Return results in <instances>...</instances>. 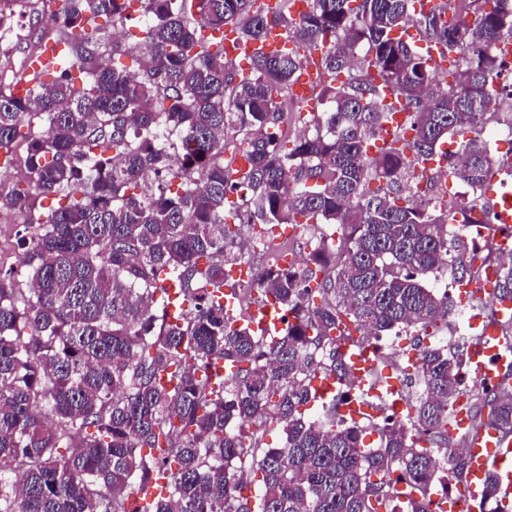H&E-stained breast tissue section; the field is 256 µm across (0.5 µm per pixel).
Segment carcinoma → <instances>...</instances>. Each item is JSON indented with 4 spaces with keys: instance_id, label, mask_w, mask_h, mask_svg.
I'll use <instances>...</instances> for the list:
<instances>
[{
    "instance_id": "obj_1",
    "label": "carcinoma",
    "mask_w": 512,
    "mask_h": 512,
    "mask_svg": "<svg viewBox=\"0 0 512 512\" xmlns=\"http://www.w3.org/2000/svg\"><path fill=\"white\" fill-rule=\"evenodd\" d=\"M137 2L129 45L107 27L124 26L131 0H66L57 27L68 56L35 82L28 68L46 43L28 45L0 89V150L26 143L25 174L0 208L28 216L26 270L0 268V512H434L448 477L468 474L466 457L433 452L450 442L460 353L416 350L412 430L378 416L374 448L346 422L342 398L304 412L315 377L348 375L347 342L448 326V294L424 277L479 278L477 249L446 226L495 223L483 188L503 161L484 129L492 111L512 124V60L497 49L512 38V0H443L426 15L413 0H310L298 20L269 17L259 0ZM412 23L454 81L436 82L431 58L396 36ZM226 26L256 44L280 27L297 49H258L246 73L205 36ZM315 50L326 108L288 149L290 86ZM392 110L408 113V135L372 156ZM230 135L242 136L248 166L224 161ZM450 138L454 152L441 149ZM441 161L469 203L414 198ZM241 224L341 232L336 248L323 233L309 239L300 268L261 267L256 291L284 324L274 335L236 324L219 302L225 270L248 250ZM168 282L187 302L175 318ZM506 298L512 262L484 306L493 315ZM220 363L235 371L209 375ZM469 411L471 433L512 434L509 378ZM278 425L284 446L263 447ZM245 469L258 475L252 496ZM161 472L169 495L139 503ZM478 508L505 512L494 471Z\"/></svg>"
}]
</instances>
